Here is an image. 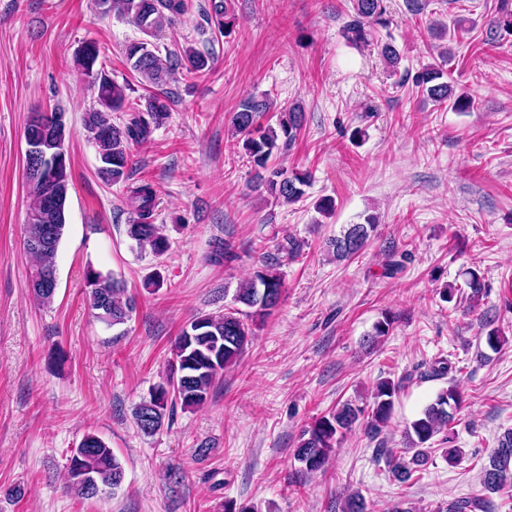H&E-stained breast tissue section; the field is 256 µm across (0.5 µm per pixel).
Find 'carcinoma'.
Wrapping results in <instances>:
<instances>
[{
    "mask_svg": "<svg viewBox=\"0 0 512 512\" xmlns=\"http://www.w3.org/2000/svg\"><path fill=\"white\" fill-rule=\"evenodd\" d=\"M108 10L128 18L144 34L157 37L174 21L185 15L189 0H101ZM228 0H209L205 10L207 21L219 34L228 26ZM385 0H352L350 20L343 26L346 41L355 47L374 45L394 74L398 73L401 56L393 43L377 37L378 29L388 28ZM512 34V0H501L498 15L491 22L490 34ZM127 62L145 82L160 86L171 76L180 73L193 77L206 72L212 63L209 54L187 47L181 53L161 57L149 49L144 41H131L125 46ZM98 49L88 42L79 51L76 64L96 89V104L83 115V126L96 147L101 166L98 178L108 184L125 185V199L129 208L128 236L141 248L148 247L156 255L166 253L171 242L155 224L156 191L149 182H128L130 145L147 141L154 130L170 118L171 99L164 93L144 97L134 104L129 99V83H118L102 68H95ZM412 84L433 102L446 104L457 112H468L474 99L456 93L443 81V73L433 64H427L412 76ZM269 99L255 97L242 101L233 113L231 124L235 134L242 136V148L247 161L255 169L259 184L273 197L286 203H295L306 195L311 174L269 167L273 150L279 145L291 146L297 139L305 121L298 106L279 113L277 127L263 125L261 119L271 111ZM129 112L131 117L122 124L112 122V113ZM41 160L45 176L28 181L31 207L25 224V246L35 260L30 281L46 274H57L56 253L65 226V205L70 181V164L66 155H56L45 148ZM376 217L369 215L363 224H352L329 242V249L341 261L358 254L376 232ZM37 240L39 244L31 245ZM465 284L472 302L482 300L486 294L484 278L475 269L466 272ZM86 298L96 317L109 326L125 323L135 308L132 298L125 295L120 281L110 274L94 268L86 272ZM283 281L272 268L265 266L237 283L233 294L236 308L222 314H204L190 321L177 336L173 348V361L166 383L156 386L150 398L135 407L134 417L139 430L147 435L156 434L163 426L167 414L176 406L183 409L202 407L209 398L211 388L224 370L239 364L254 336V326L263 321L282 298ZM398 319L387 311L368 334L371 345L389 335ZM401 383L391 378L380 380L372 393V403L360 406L346 401L328 414L316 419L303 431L294 457L309 474L325 468L335 451L339 437L358 425L365 427L372 437L382 434L389 423ZM462 397L455 385L436 395L422 412L406 427L405 453L378 447L375 456L385 461L395 481L408 484L417 479L421 467L428 462L435 437L448 444L442 449L448 464L462 457V449L455 445L454 413ZM125 471L121 461L100 437L94 433L84 435L69 459L67 477L72 493L92 498L109 489L119 488ZM482 485L489 493H512V428L506 429L497 440V446L482 468ZM491 501L476 495L448 502V512H489ZM341 512H367L365 497L358 491L348 495Z\"/></svg>",
    "mask_w": 512,
    "mask_h": 512,
    "instance_id": "cac0c4a2",
    "label": "carcinoma"
}]
</instances>
